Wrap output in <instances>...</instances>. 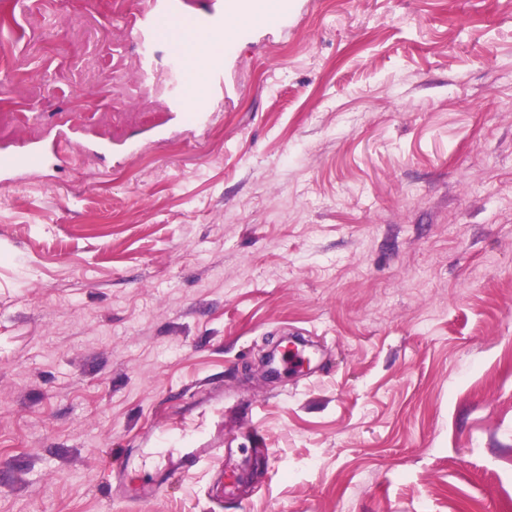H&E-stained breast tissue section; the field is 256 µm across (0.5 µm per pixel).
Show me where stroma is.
I'll list each match as a JSON object with an SVG mask.
<instances>
[{"instance_id": "35a3bbf8", "label": "stroma", "mask_w": 512, "mask_h": 512, "mask_svg": "<svg viewBox=\"0 0 512 512\" xmlns=\"http://www.w3.org/2000/svg\"><path fill=\"white\" fill-rule=\"evenodd\" d=\"M0 512H512V10L293 0L210 122L140 102L108 0H0ZM98 85L96 102L86 92ZM311 363L257 369L284 335ZM183 421L203 462L148 501Z\"/></svg>"}]
</instances>
